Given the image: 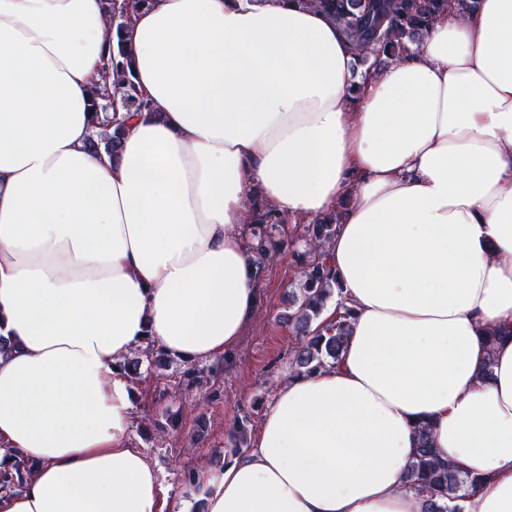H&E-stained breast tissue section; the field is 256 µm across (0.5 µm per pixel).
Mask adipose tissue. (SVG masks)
I'll return each instance as SVG.
<instances>
[{
  "label": "adipose tissue",
  "instance_id": "adipose-tissue-1",
  "mask_svg": "<svg viewBox=\"0 0 512 512\" xmlns=\"http://www.w3.org/2000/svg\"><path fill=\"white\" fill-rule=\"evenodd\" d=\"M102 0H0V512H166L120 362L230 354L260 301L259 197L343 216L354 312L336 364L289 378L251 447L197 476L204 512H421L414 428L512 512V0L449 8L405 60L354 57L294 0H153L118 160L86 149ZM498 333L489 343L490 333Z\"/></svg>",
  "mask_w": 512,
  "mask_h": 512
}]
</instances>
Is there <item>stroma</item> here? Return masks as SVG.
<instances>
[{"instance_id": "35a3bbf8", "label": "stroma", "mask_w": 512, "mask_h": 512, "mask_svg": "<svg viewBox=\"0 0 512 512\" xmlns=\"http://www.w3.org/2000/svg\"><path fill=\"white\" fill-rule=\"evenodd\" d=\"M300 280L301 270L290 255H278L267 264L254 316L218 378L185 388L180 383L185 365L178 359L168 369L145 370L133 379L136 415L131 437L159 470L167 512H195L193 499L184 494L183 473L220 470L218 454L230 447V432L240 416L250 417L248 437L257 434L288 377L296 336L283 318L285 296ZM169 418L175 427L160 430L159 422ZM200 426L205 429L201 439L195 434Z\"/></svg>"}]
</instances>
